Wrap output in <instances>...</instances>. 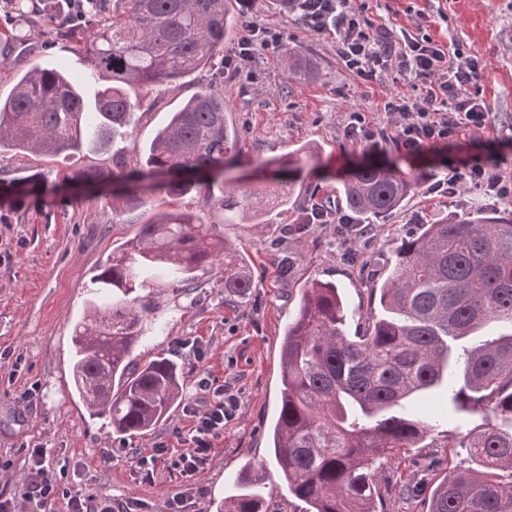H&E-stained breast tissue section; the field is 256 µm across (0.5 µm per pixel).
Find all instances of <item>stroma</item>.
<instances>
[{"label":"stroma","mask_w":512,"mask_h":512,"mask_svg":"<svg viewBox=\"0 0 512 512\" xmlns=\"http://www.w3.org/2000/svg\"><path fill=\"white\" fill-rule=\"evenodd\" d=\"M354 4L395 35L414 30L418 18L426 17L436 40L457 43L481 58L480 87L491 117L482 142L462 137L416 154L391 142L373 152L352 143L344 134L350 113L364 112L369 120L382 123L386 97L413 96L412 78L357 80L336 55L334 32L307 31L281 0H252L249 14L258 25L282 30L286 44L319 65L313 78H290L281 53H267L253 64L254 78L224 76L227 117L237 127L243 147V164L233 169V176L303 146L315 150L294 185L295 210L272 215L267 224H221L216 229L245 258L256 288L246 298L225 299L221 273L213 268L199 273L191 294L167 299L159 330L150 333L132 356L139 362L172 360L180 371L183 397L150 434L116 439L111 427L90 416L73 391L71 336L92 296L93 272L157 209H175L179 203L159 195L155 206L116 216L110 192L78 201L69 186L59 195L32 197L14 207L0 201V460L5 463L0 469L1 494H11L25 482L24 449L34 442L46 448L61 489L95 499L132 497L139 512H167L176 495L186 497V512H224L225 501L237 494V480L245 472L253 475V489L263 498L266 512H305V503L285 488L272 441L282 388L281 343L304 286L314 279L334 283L347 313L346 332L355 335L367 316L378 311L374 288L387 277L405 236L451 214L505 208L472 187L448 198L427 195L420 186L399 210L368 225L366 236L350 243L335 225L306 224L311 204L339 206L336 188L341 179L368 163L392 162L411 175L442 177L452 167L477 160L512 177V0ZM28 43L35 48L32 57L0 69V95H8L17 74L34 60L64 71L83 96L95 98L102 84L91 78L84 57L54 44L48 29L38 25L29 26ZM192 90L186 79L130 90L131 99L141 104L134 129L103 148H86L65 159L1 149L0 179L37 174L51 181L62 170H107L116 156L135 164ZM288 260L293 269L286 276L281 265ZM204 382L226 387L237 398L235 415L215 440L208 464L191 484L166 461L158 462L153 480H143L131 461L133 454L149 456L161 446L173 455L185 449L194 426L187 408L203 400ZM29 390L34 393L30 400L25 397ZM446 403L441 389L417 399L420 411L434 419L435 426L424 447L402 450L385 461L383 470L391 480L421 486L425 494L408 502L386 496V512H426L429 491L465 460V449L446 445L448 438L463 432L455 421L443 419Z\"/></svg>","instance_id":"obj_1"}]
</instances>
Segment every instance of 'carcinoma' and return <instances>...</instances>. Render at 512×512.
<instances>
[{
    "label": "carcinoma",
    "mask_w": 512,
    "mask_h": 512,
    "mask_svg": "<svg viewBox=\"0 0 512 512\" xmlns=\"http://www.w3.org/2000/svg\"><path fill=\"white\" fill-rule=\"evenodd\" d=\"M62 2L8 0V8L53 31L106 85L90 102L62 71L30 64L0 96V148L59 156L107 143L130 126L137 108L124 87L176 83L217 68L224 37L242 14V0H89L68 22ZM25 41L19 31L9 36L1 67ZM284 58L292 77L309 78L317 69L294 47ZM226 111L224 91L204 80L135 168L114 157L110 171L58 176L89 188L105 181L124 186L112 195L114 213L133 211L158 193L196 199L193 210L157 214L112 252L91 277L96 289L72 336L75 391L89 414L108 420L122 439L149 433L183 394L170 360L131 359L159 319L157 292L187 294L198 272L220 265L225 295L250 294L256 284L245 260L215 235L216 224H265L272 210L294 203V175L302 171L296 156L280 165L286 179L243 191L226 187L224 174L242 155ZM25 181L9 183L12 203L37 190L39 180ZM417 185L395 166L374 163L352 172L339 192L350 212L372 224L400 208ZM379 305L350 336L336 285L312 280L303 289L281 344L273 430L288 494L311 512H383V493L410 492L384 477L383 462L420 447L431 431L430 419L404 409L405 402L443 387L454 414L485 423L448 444L466 449L471 464L440 481L428 512H512V332L466 345L491 324L512 327V211L507 218L475 213L421 225L398 248ZM249 484L242 481L244 492L224 512H262L263 499Z\"/></svg>",
    "instance_id": "obj_1"
}]
</instances>
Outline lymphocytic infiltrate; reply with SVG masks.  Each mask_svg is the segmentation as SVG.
<instances>
[{
    "label": "lymphocytic infiltrate",
    "mask_w": 512,
    "mask_h": 512,
    "mask_svg": "<svg viewBox=\"0 0 512 512\" xmlns=\"http://www.w3.org/2000/svg\"><path fill=\"white\" fill-rule=\"evenodd\" d=\"M292 7L307 30L336 33L337 54L357 79L376 82L409 76L415 80V98L396 95L386 99L383 109L388 128L377 127L365 113H350L345 135L354 144L375 148L389 140L415 153L486 130L488 114L479 90L478 58L457 47L447 48L426 33L406 31L401 39H393L390 31L365 18L352 0H292ZM244 26L245 34L236 49L224 58L225 69L237 74L253 61L258 50L276 51L283 44V34L277 29L259 28L249 20ZM463 185L485 189L501 201H512V180L484 164L449 170L443 178L430 182L427 191L452 196ZM236 405L234 395L216 388L208 392L203 404L190 406L194 426L189 446L176 461L185 479H193L207 464L214 441ZM25 458L27 480L13 496L0 495V512H16L13 503L17 500L26 505V512H50L60 496L45 448L30 444Z\"/></svg>",
    "instance_id": "lymphocytic-infiltrate-1"
}]
</instances>
